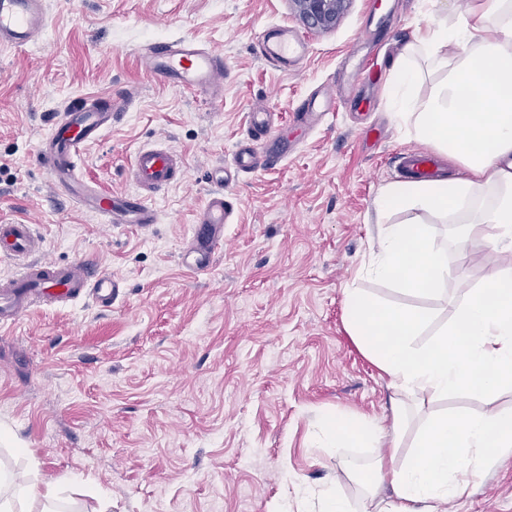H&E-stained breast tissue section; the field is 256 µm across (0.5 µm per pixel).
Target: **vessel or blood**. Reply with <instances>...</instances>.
<instances>
[{
  "label": "vessel or blood",
  "mask_w": 512,
  "mask_h": 512,
  "mask_svg": "<svg viewBox=\"0 0 512 512\" xmlns=\"http://www.w3.org/2000/svg\"><path fill=\"white\" fill-rule=\"evenodd\" d=\"M47 29L44 0H0V46L18 50L37 44ZM261 54L280 66H288L306 56L304 39L287 28L267 27L259 41ZM348 57L354 69L352 84L322 88L319 99L301 108L298 119L310 125L322 121L335 110L336 102L350 98L354 86L371 82L374 72L359 46H352ZM149 72L168 85L199 92L210 100H220L224 91V62L212 50L189 40L160 42L146 52ZM120 101L109 97L79 100L71 103L54 122L44 137L37 161L83 210L100 216L107 224H134L140 227L155 223L157 216L150 201L177 184L185 174L180 154L166 148H141L133 161L136 192L112 196L101 193L95 184L77 172L87 145L98 141L109 129L121 110ZM249 126L264 136L262 148L238 147L230 162L215 173L217 188L212 192L196 225L191 245L180 255L182 266L189 272L202 273L213 264L215 253L224 243V227L233 223L235 211L224 196L223 186L232 173L250 172L262 163L288 155V145L277 139L270 112L252 109ZM398 158L407 175L418 179L433 176L434 159L417 149L404 148ZM44 248L42 238L32 225L0 221V256L18 262L20 273L0 283V326L15 324L34 301L67 303L91 294L97 302L111 303L119 284L110 273L93 271L85 263L56 265L40 260Z\"/></svg>",
  "instance_id": "1"
}]
</instances>
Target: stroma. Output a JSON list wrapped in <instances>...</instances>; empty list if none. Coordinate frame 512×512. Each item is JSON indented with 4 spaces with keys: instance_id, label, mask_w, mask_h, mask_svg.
<instances>
[{
    "instance_id": "35a3bbf8",
    "label": "stroma",
    "mask_w": 512,
    "mask_h": 512,
    "mask_svg": "<svg viewBox=\"0 0 512 512\" xmlns=\"http://www.w3.org/2000/svg\"><path fill=\"white\" fill-rule=\"evenodd\" d=\"M48 27L27 51L0 47V220L34 225L43 256L88 263L120 284L111 305L86 296L36 304L0 328V472L61 487L57 512H304L302 490L338 484L360 512L375 448L314 447L321 417L350 414L389 425L387 376L345 324V291L432 314L424 338L452 317L512 254L483 245L485 228L430 216L435 247L448 251L440 293L411 296L365 269L380 226V189L402 179L398 152L412 145L389 110L393 73L363 89L362 120L337 104L305 128L300 105L329 81L344 84L345 51L373 16L352 0L329 31L304 29L288 0H45ZM455 0H388L395 60L432 10ZM287 26L309 54L283 71L259 51L262 30ZM189 39L224 59L223 99L178 91L145 68L159 40ZM127 99L112 127L82 156L81 173L106 192L132 191L138 148L162 146L185 160V178L156 196L147 228L106 224L54 187L36 156L51 123L77 99ZM264 106L293 150L242 174L226 197L236 210L207 274L179 256L238 142L247 114ZM512 408V392L486 402L460 391L412 408L415 429L445 413ZM447 512H512V457Z\"/></svg>"
}]
</instances>
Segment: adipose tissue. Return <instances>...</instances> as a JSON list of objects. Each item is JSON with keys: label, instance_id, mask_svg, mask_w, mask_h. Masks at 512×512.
I'll list each match as a JSON object with an SVG mask.
<instances>
[{"label": "adipose tissue", "instance_id": "obj_1", "mask_svg": "<svg viewBox=\"0 0 512 512\" xmlns=\"http://www.w3.org/2000/svg\"><path fill=\"white\" fill-rule=\"evenodd\" d=\"M441 77L429 96L415 88ZM391 110L407 135L459 160L466 177L395 181L375 199L378 217L407 209L452 224L497 229L490 245L512 241V0H463L451 15L429 16L393 64ZM372 276L426 295L448 275L447 250L433 247L420 222L386 225ZM346 326L389 379L392 425L332 414L322 419L328 448L391 451L372 465L362 512H437L481 483L495 458L512 456V410L449 413L421 427L410 458L398 454L408 428L405 396L466 391L490 397L512 389V270L494 269L469 292L429 344L416 343L430 321L419 308H391L357 290L346 293ZM389 484L392 496L379 494Z\"/></svg>", "mask_w": 512, "mask_h": 512}]
</instances>
